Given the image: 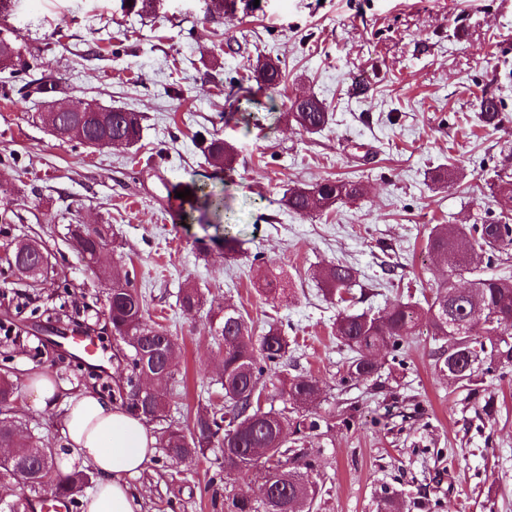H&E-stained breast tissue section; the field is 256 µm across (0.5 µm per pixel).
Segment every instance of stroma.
<instances>
[{"mask_svg": "<svg viewBox=\"0 0 512 512\" xmlns=\"http://www.w3.org/2000/svg\"><path fill=\"white\" fill-rule=\"evenodd\" d=\"M203 0H165L157 15L122 13L119 0H20L8 22L36 58L26 74L0 73V250L42 239L54 276L33 288L0 260V369L19 380L50 372L61 395L87 390L90 375L125 386L127 348L113 342L103 269L82 261L64 224H107L108 259L126 264L148 317L175 339L181 358L168 386L167 419L191 428L217 399L224 347L211 315L233 302L255 327L274 322L291 347L270 374L322 383L318 428L294 443L320 488L311 512H378L382 491L401 512H512V357L494 356L463 388L438 368L437 344L419 333L383 349L374 377L347 375L351 351L332 323L341 306L314 277L320 265H351V311L382 312L423 301L449 270L426 260L436 224L494 219L492 170L512 153V0H259L214 22ZM278 59L279 93L249 116L237 113L238 79L258 59ZM55 80L56 101L93 100L142 116L137 147L90 149L58 140L41 122L42 99L27 83ZM367 87L352 91L353 82ZM326 103L332 120L316 134L285 114L296 94ZM499 98L502 121L480 126L482 95ZM233 144L226 200L240 252L226 257L212 228L185 224L168 189L211 184L200 136ZM456 166L453 186L441 185ZM362 181L365 194L301 217L284 192L323 179ZM283 270L289 297L260 294L268 269ZM196 285L195 312L178 303ZM87 308L95 353L63 358L48 347L72 311ZM20 414L43 442L66 448L61 406L39 409L22 392ZM140 512H224L225 498L260 504L258 479L225 475L222 455L176 463L154 455L132 478Z\"/></svg>", "mask_w": 512, "mask_h": 512, "instance_id": "35a3bbf8", "label": "stroma"}]
</instances>
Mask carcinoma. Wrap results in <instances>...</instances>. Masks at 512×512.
Returning a JSON list of instances; mask_svg holds the SVG:
<instances>
[{"instance_id":"cac0c4a2","label":"carcinoma","mask_w":512,"mask_h":512,"mask_svg":"<svg viewBox=\"0 0 512 512\" xmlns=\"http://www.w3.org/2000/svg\"><path fill=\"white\" fill-rule=\"evenodd\" d=\"M18 0H0V55L12 56L13 73L32 67L29 52L18 42L16 29L7 24L4 13H13ZM120 9L126 13L147 16L155 13L161 0H119ZM255 81L247 93L271 95L283 82L279 64L267 60L246 81ZM288 120L304 132L314 134L325 129L331 114L325 103L310 96L305 100H290ZM42 122L52 128L69 125L73 134L68 137L87 147L105 139H123L136 146L142 133V116L137 112L114 109L101 112L91 124L78 125L70 112H44ZM501 120V101L494 97H481L479 121L485 126H495ZM204 153L221 165L224 172L222 186L174 185L169 192L190 190V195L180 199V208L186 219H194V212L210 213L215 227L224 223V192L233 181L235 147L213 137L207 142ZM493 193L504 200L499 217L490 222L461 224L448 228L437 224L427 234L425 251L429 260L448 263L459 277L472 276L469 286L474 293L456 292L450 281L437 289L426 306L418 303L398 302L379 315L369 312L340 311L333 323L337 339L344 343L354 356L348 374L352 378L366 379L373 376L378 365L366 362L364 350L369 347H397L405 339L416 335L421 327L434 339L442 342L438 361L444 366L454 363L465 370L463 384L473 381L482 355L500 352L506 337L512 336V277L488 274L486 270L502 261L512 251V166L501 164L494 170ZM363 194L357 180H324L307 188L288 189L282 204L299 216L325 212L338 203L354 200ZM64 236L76 241L82 260L96 263V256L109 245L110 227L88 224L64 225ZM45 249L42 242H17L6 245V261L16 275L27 277L32 254ZM112 280L107 302L112 335L122 339L129 347L126 358L129 367L127 387L117 389L112 397L122 409L145 421L162 420L166 412V395L160 393L147 400L136 399L134 390L147 369L155 373L156 386L160 389L173 378L178 365V346L173 337L160 324L145 317L144 300L138 289L132 287L129 270L120 262L112 263L108 270ZM326 293L338 302L345 301L344 294L356 286V271L349 265L330 263L318 272ZM282 273H272L258 283L261 293H285ZM202 292L189 286L183 289L179 303L191 312L201 305ZM216 326L217 335L224 343V377L221 388L224 401L217 406L197 412L192 431L186 433L177 425L168 424L160 432L158 448L166 458L184 461L205 453L209 448L220 450L224 460V475L253 473L268 485V496L262 501L263 512H303V506L312 504L319 493L318 486L309 481L303 470L309 464L296 455L283 461L288 433L298 435L316 426V421L291 419L281 411L264 410L260 396L285 395L297 407L308 409L318 399L321 389L313 379L265 378L269 364H280L288 355V339L274 323L261 332L246 321L240 309L224 305ZM20 385L8 370L0 373V448L9 452L0 457V483L15 482L22 492L8 505V512H29L33 498L48 482L54 485L53 501L66 506H78L77 497L91 480L84 469L61 472L56 465V450L41 443L40 438L26 431V424L17 417L16 403Z\"/></svg>"}]
</instances>
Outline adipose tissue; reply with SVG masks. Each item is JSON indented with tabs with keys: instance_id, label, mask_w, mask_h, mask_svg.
Listing matches in <instances>:
<instances>
[{
	"instance_id": "adipose-tissue-1",
	"label": "adipose tissue",
	"mask_w": 512,
	"mask_h": 512,
	"mask_svg": "<svg viewBox=\"0 0 512 512\" xmlns=\"http://www.w3.org/2000/svg\"><path fill=\"white\" fill-rule=\"evenodd\" d=\"M66 449L58 459L62 471L74 464L89 466L97 483L82 501V512H140L128 480L145 469L155 453L156 439L136 416L99 395H69L62 417Z\"/></svg>"
}]
</instances>
